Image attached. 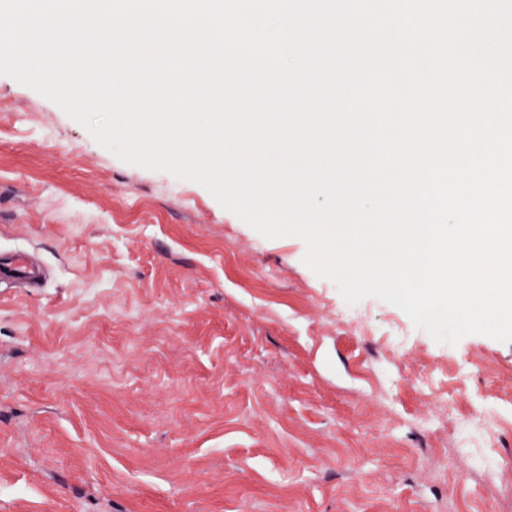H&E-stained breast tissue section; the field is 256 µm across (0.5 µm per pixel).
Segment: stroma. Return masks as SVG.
Here are the masks:
<instances>
[{
    "label": "stroma",
    "mask_w": 512,
    "mask_h": 512,
    "mask_svg": "<svg viewBox=\"0 0 512 512\" xmlns=\"http://www.w3.org/2000/svg\"><path fill=\"white\" fill-rule=\"evenodd\" d=\"M45 267L0 286V512H512V485L459 482L455 419L424 393H500L512 343L436 342L361 301L377 333L325 326L337 285L296 236L268 239L201 185L127 164L0 75V252ZM393 335L414 343L397 378Z\"/></svg>",
    "instance_id": "1"
}]
</instances>
